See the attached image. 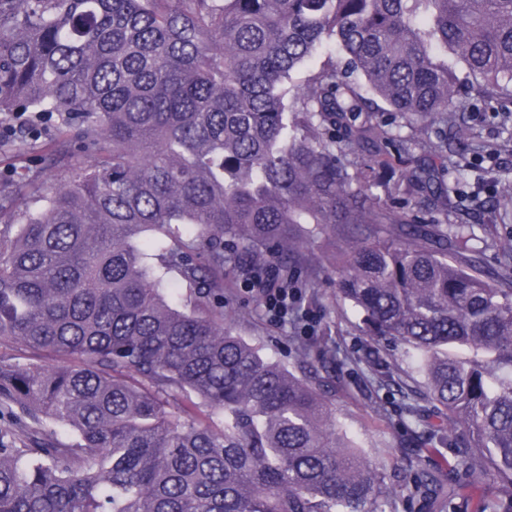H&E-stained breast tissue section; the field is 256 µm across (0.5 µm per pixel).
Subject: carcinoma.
I'll return each mask as SVG.
<instances>
[{
	"mask_svg": "<svg viewBox=\"0 0 512 512\" xmlns=\"http://www.w3.org/2000/svg\"><path fill=\"white\" fill-rule=\"evenodd\" d=\"M506 97L512 0H0V117L43 127L0 154L55 142L0 189V512H395L316 377L224 323V272L312 289L314 245L361 330L419 357L447 420L420 450L512 512V233L490 271L424 216L459 193L448 147L384 182L404 137L371 120Z\"/></svg>",
	"mask_w": 512,
	"mask_h": 512,
	"instance_id": "obj_1",
	"label": "carcinoma"
}]
</instances>
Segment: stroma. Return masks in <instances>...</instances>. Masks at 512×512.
I'll use <instances>...</instances> for the list:
<instances>
[{
  "instance_id": "1",
  "label": "stroma",
  "mask_w": 512,
  "mask_h": 512,
  "mask_svg": "<svg viewBox=\"0 0 512 512\" xmlns=\"http://www.w3.org/2000/svg\"><path fill=\"white\" fill-rule=\"evenodd\" d=\"M377 121L401 127L414 146L412 152H390L389 167L401 171L412 161L426 160L420 144L435 139L434 130L410 124L405 115L380 113ZM481 145L489 150L486 158L466 156L463 164H449L448 180L456 182L465 175L467 193L459 209L448 212V223L459 221L460 209L473 214L475 237L471 247L481 249L488 266H496L498 257L493 247L507 225H512V210L504 211L503 200L512 198V125H501L499 119L483 107L465 113L458 122ZM319 274L314 289L293 284L294 297L299 298L301 317L298 322L273 319L265 310L258 291L252 290L245 277L224 278V319L235 334L259 346L265 356L294 372L318 369L317 363L306 362L296 353L295 341L312 347L335 346L343 363L321 373L328 389L329 401L336 417L352 439L368 457L382 463L392 482L403 492L396 503L397 512H423L418 499L406 492L407 476H417L439 469V456L418 453L407 428L404 409L407 394L415 390L420 378L413 360L406 357L402 346L375 342L363 335L359 315L336 294L333 279L327 274L323 250L309 252ZM400 366L398 374L387 372L388 364Z\"/></svg>"
}]
</instances>
